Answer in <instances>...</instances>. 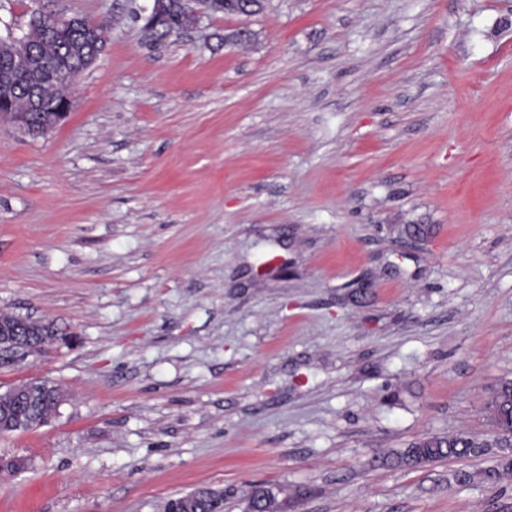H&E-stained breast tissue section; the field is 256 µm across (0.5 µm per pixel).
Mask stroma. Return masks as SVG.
<instances>
[{"label":"stroma","instance_id":"35a3bbf8","mask_svg":"<svg viewBox=\"0 0 512 512\" xmlns=\"http://www.w3.org/2000/svg\"><path fill=\"white\" fill-rule=\"evenodd\" d=\"M148 4L0 0L109 30L64 121H0V313L61 332L0 392L64 394L0 437V512H512L510 449L388 462L490 433L512 378V0H267L161 42ZM46 387L38 380H29L20 384L10 387L6 393L0 395L1 407L4 408V403L8 401V395L17 399H32L37 397L40 393H44ZM487 409L492 425L489 436L455 433L426 436L405 451L390 457L395 466H417L443 459H461L479 454L493 446L510 447L512 440V379L502 380L494 391ZM512 445V444H511Z\"/></svg>","mask_w":512,"mask_h":512}]
</instances>
